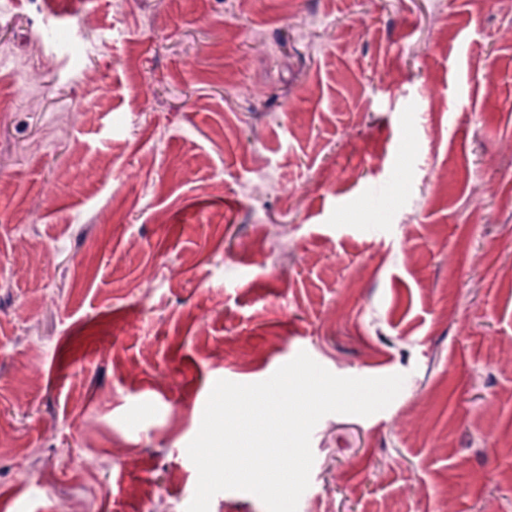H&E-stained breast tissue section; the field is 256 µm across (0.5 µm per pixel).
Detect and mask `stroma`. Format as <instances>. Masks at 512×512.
Returning <instances> with one entry per match:
<instances>
[{"instance_id":"1","label":"stroma","mask_w":512,"mask_h":512,"mask_svg":"<svg viewBox=\"0 0 512 512\" xmlns=\"http://www.w3.org/2000/svg\"><path fill=\"white\" fill-rule=\"evenodd\" d=\"M1 44L6 512H186L214 383L302 351L405 380L298 512H512L511 5L13 0Z\"/></svg>"}]
</instances>
